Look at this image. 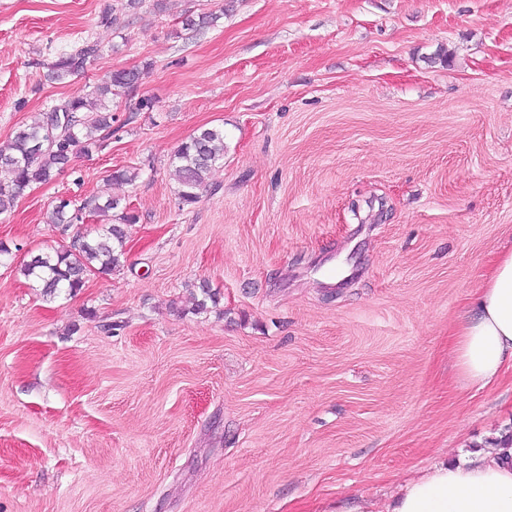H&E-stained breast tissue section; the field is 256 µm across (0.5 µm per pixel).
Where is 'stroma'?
<instances>
[{"label": "stroma", "instance_id": "stroma-1", "mask_svg": "<svg viewBox=\"0 0 512 512\" xmlns=\"http://www.w3.org/2000/svg\"><path fill=\"white\" fill-rule=\"evenodd\" d=\"M125 3L0 0V145L141 73L102 148L0 214V512H350L512 434V369L461 386L449 336L512 249V0ZM201 127L224 159L186 205ZM108 197L119 266L44 301L23 259L97 222L50 211ZM98 52V45L87 41L72 50L59 53L50 67L49 78L59 84L70 82L72 77L85 72L91 58ZM224 131L205 128L183 142L171 157L179 182V197L185 204L196 203L207 188V176L224 158ZM71 205V202H63L60 205L56 206L50 216V223L51 224H62L66 227L70 226L71 224H78L82 222V211L86 209L85 203L81 205L73 206V209L69 208Z\"/></svg>", "mask_w": 512, "mask_h": 512}]
</instances>
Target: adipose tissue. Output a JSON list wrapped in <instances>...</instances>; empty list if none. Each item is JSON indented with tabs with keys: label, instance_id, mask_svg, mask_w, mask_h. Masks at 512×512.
<instances>
[{
	"label": "adipose tissue",
	"instance_id": "ef3b65f1",
	"mask_svg": "<svg viewBox=\"0 0 512 512\" xmlns=\"http://www.w3.org/2000/svg\"><path fill=\"white\" fill-rule=\"evenodd\" d=\"M474 302L475 313L453 328V354L463 382L486 386L512 362V250L496 258ZM354 512H512V446L434 466L398 486L382 508L365 504Z\"/></svg>",
	"mask_w": 512,
	"mask_h": 512
}]
</instances>
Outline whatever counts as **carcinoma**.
<instances>
[{"label":"carcinoma","instance_id":"obj_1","mask_svg":"<svg viewBox=\"0 0 512 512\" xmlns=\"http://www.w3.org/2000/svg\"><path fill=\"white\" fill-rule=\"evenodd\" d=\"M220 16L189 14L183 24L189 29L215 27ZM98 45L85 42L61 52L50 67L49 78L60 84L85 72ZM140 73L120 70L90 90L47 105L35 119L17 129L7 143L0 145V214L10 211L22 192L32 184L46 183L67 169L73 159L102 147L112 134V103L134 90ZM224 158V130L205 128L193 134L174 152L171 165L179 182V197L185 204L197 202L207 188V176ZM85 205L56 206L50 223L70 226L82 222ZM104 218L101 227L76 235L67 246L33 253L21 271L54 299L65 292L73 294L84 287L95 273H108L120 265L125 238L124 225L135 217L119 209V201L108 198L95 206Z\"/></svg>","mask_w":512,"mask_h":512}]
</instances>
